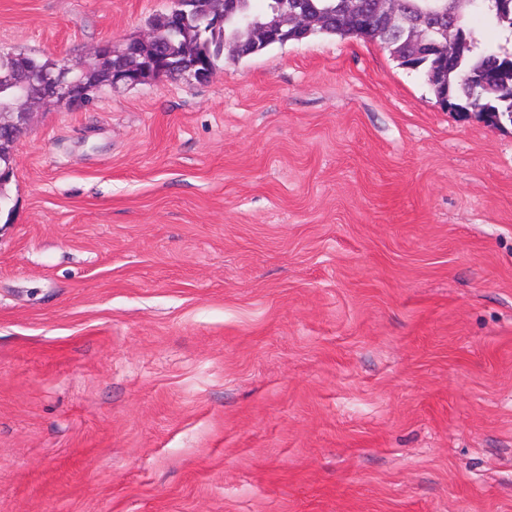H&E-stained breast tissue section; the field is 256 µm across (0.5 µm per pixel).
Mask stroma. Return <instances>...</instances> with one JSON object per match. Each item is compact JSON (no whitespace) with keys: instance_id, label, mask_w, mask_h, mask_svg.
I'll return each mask as SVG.
<instances>
[{"instance_id":"1","label":"stroma","mask_w":512,"mask_h":512,"mask_svg":"<svg viewBox=\"0 0 512 512\" xmlns=\"http://www.w3.org/2000/svg\"><path fill=\"white\" fill-rule=\"evenodd\" d=\"M170 0H0L75 66ZM0 204V512H512V125L317 34L45 102Z\"/></svg>"}]
</instances>
